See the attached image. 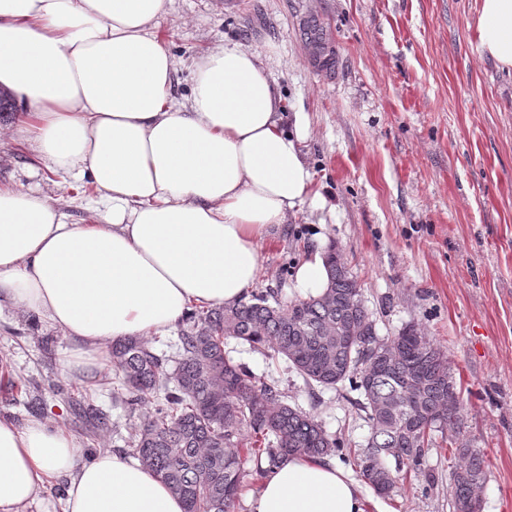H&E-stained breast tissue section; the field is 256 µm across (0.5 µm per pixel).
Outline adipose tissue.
Here are the masks:
<instances>
[{
  "label": "adipose tissue",
  "mask_w": 512,
  "mask_h": 512,
  "mask_svg": "<svg viewBox=\"0 0 512 512\" xmlns=\"http://www.w3.org/2000/svg\"><path fill=\"white\" fill-rule=\"evenodd\" d=\"M170 0H0V88L30 115L20 135L111 208L68 223L50 198L0 188V302L45 316L92 373L128 337L163 336L191 305H231L254 286L257 241L313 195L302 117L284 128L259 55L218 46L195 63L188 104L169 98L175 60L154 31ZM475 50L512 72V0H481ZM65 512H184L128 455L85 463L72 436L0 418V512H20L47 474ZM250 512H366L336 461L290 456Z\"/></svg>",
  "instance_id": "obj_1"
}]
</instances>
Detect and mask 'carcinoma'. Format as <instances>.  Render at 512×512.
I'll return each instance as SVG.
<instances>
[{
  "instance_id": "obj_1",
  "label": "carcinoma",
  "mask_w": 512,
  "mask_h": 512,
  "mask_svg": "<svg viewBox=\"0 0 512 512\" xmlns=\"http://www.w3.org/2000/svg\"><path fill=\"white\" fill-rule=\"evenodd\" d=\"M300 33L304 44L320 48L316 70L333 73L330 23L310 13ZM326 265L328 286L318 296L285 302L268 288L232 305L191 307L168 356L137 338L112 344L111 367L94 384L112 389L113 399L132 409L153 400L129 442L141 465L183 500L185 512H234L245 467L254 464L263 479L287 456L351 457L367 485L391 491L399 473L424 465L432 432L459 421L448 357L414 327L393 337L396 361L366 373L361 349L385 338L336 249L327 252ZM230 338L286 361L312 389L359 392L371 427L366 446L352 451L285 403L273 384L225 351ZM84 414L92 441L107 418L89 401ZM459 453L464 463L453 477L454 512H480L475 489L485 479L484 457L474 448Z\"/></svg>"
}]
</instances>
